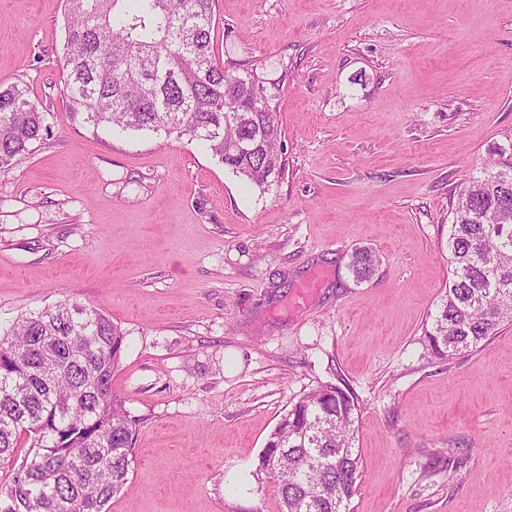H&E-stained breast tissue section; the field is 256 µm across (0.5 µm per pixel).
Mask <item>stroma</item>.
Wrapping results in <instances>:
<instances>
[{"mask_svg": "<svg viewBox=\"0 0 512 512\" xmlns=\"http://www.w3.org/2000/svg\"><path fill=\"white\" fill-rule=\"evenodd\" d=\"M64 8L0 0V87L50 127L0 171V332L71 299L124 333L113 386L139 426L106 512H280L258 457L341 381L361 404L350 512H512V322L446 361L422 330L457 192L512 133V0H218L217 61L288 75L266 191L197 142L71 112ZM358 247L380 258L361 283Z\"/></svg>", "mask_w": 512, "mask_h": 512, "instance_id": "1", "label": "stroma"}]
</instances>
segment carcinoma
<instances>
[{"mask_svg":"<svg viewBox=\"0 0 512 512\" xmlns=\"http://www.w3.org/2000/svg\"><path fill=\"white\" fill-rule=\"evenodd\" d=\"M216 0H65L63 80L94 128L196 140L266 190L285 169L276 92L252 65L213 53ZM49 135L17 85L0 88V170ZM459 191L448 231L452 277L427 316L431 354L477 348L512 322V134ZM377 256L352 252L354 278ZM124 333L68 299L25 313L0 334V512H104L126 483L137 419L112 391ZM360 401L321 385L281 417L256 470L278 482L281 512H350L362 478L352 446ZM25 449L19 454V449Z\"/></svg>","mask_w":512,"mask_h":512,"instance_id":"carcinoma-1","label":"carcinoma"}]
</instances>
